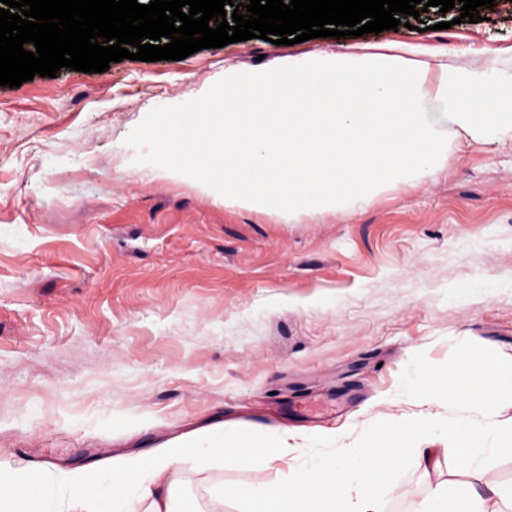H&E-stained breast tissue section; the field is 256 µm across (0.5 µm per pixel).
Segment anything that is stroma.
Returning <instances> with one entry per match:
<instances>
[{"label": "stroma", "mask_w": 512, "mask_h": 512, "mask_svg": "<svg viewBox=\"0 0 512 512\" xmlns=\"http://www.w3.org/2000/svg\"><path fill=\"white\" fill-rule=\"evenodd\" d=\"M459 15L0 86V468H98L223 423L288 430L266 468L182 464L184 512H212L216 486L284 481L416 412L411 384L462 350L512 371L511 135L470 136L425 97L448 142L418 187L294 215L162 176L124 143L155 107L314 52L398 55L433 82L474 64L512 76V0L478 23ZM482 470L512 483L510 457L464 473L447 456L430 476L406 462L383 512H416L434 481L456 491Z\"/></svg>", "instance_id": "obj_1"}]
</instances>
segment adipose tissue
I'll use <instances>...</instances> for the list:
<instances>
[{"mask_svg": "<svg viewBox=\"0 0 512 512\" xmlns=\"http://www.w3.org/2000/svg\"><path fill=\"white\" fill-rule=\"evenodd\" d=\"M512 395V373L500 372L497 360L488 355L473 359L462 354L457 368L429 370L418 382L415 398L420 410L374 427L360 446L342 449V458L319 470L296 474L265 487L244 486L232 495L245 502L247 512H380L378 490L408 460L424 471L435 469L439 449L430 441L441 433L451 445L459 470L471 471L486 446L512 457V419L498 420L495 408L502 396ZM466 405L483 411L485 422L473 425L466 419L442 421L441 407ZM288 432L257 440L256 451L241 447L242 436L234 428L220 427L190 440H167L156 448L113 457L108 474L114 490L133 488L124 512H174L173 489L177 467L191 453L223 449L233 465L250 469L268 466L283 457ZM97 472L75 469L57 478L38 477L25 469L0 471V512H111L100 498ZM488 495L449 493L436 485L419 512H492L497 502H512V484L484 475ZM38 486L36 498L24 496Z\"/></svg>", "mask_w": 512, "mask_h": 512, "instance_id": "ef3b65f1", "label": "adipose tissue"}]
</instances>
